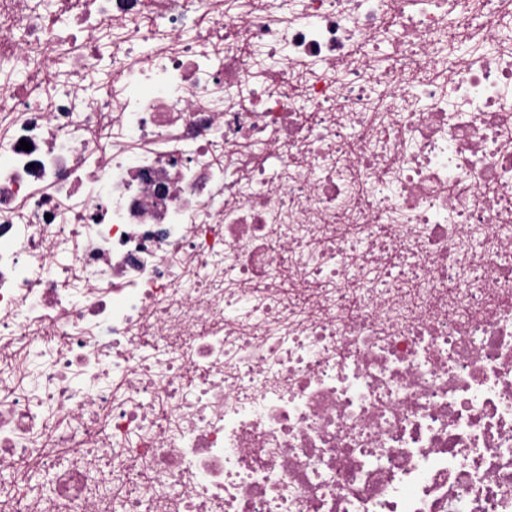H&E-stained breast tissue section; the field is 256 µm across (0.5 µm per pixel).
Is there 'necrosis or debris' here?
I'll list each match as a JSON object with an SVG mask.
<instances>
[{
	"instance_id": "4bbe7bcc",
	"label": "necrosis or debris",
	"mask_w": 512,
	"mask_h": 512,
	"mask_svg": "<svg viewBox=\"0 0 512 512\" xmlns=\"http://www.w3.org/2000/svg\"><path fill=\"white\" fill-rule=\"evenodd\" d=\"M0 62V512H512V0H0Z\"/></svg>"
}]
</instances>
